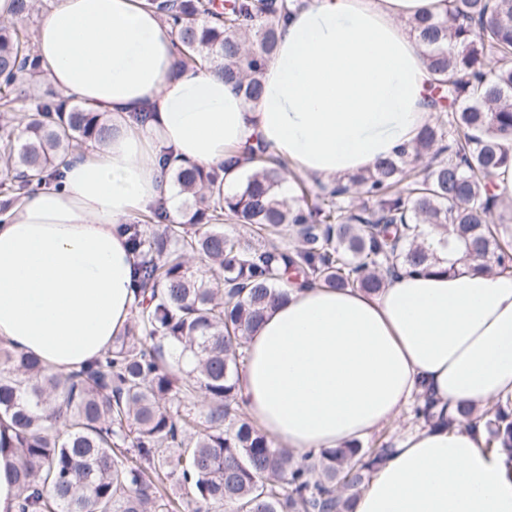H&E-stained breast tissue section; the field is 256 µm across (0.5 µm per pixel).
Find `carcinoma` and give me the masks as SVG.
Listing matches in <instances>:
<instances>
[{"label": "carcinoma", "mask_w": 512, "mask_h": 512, "mask_svg": "<svg viewBox=\"0 0 512 512\" xmlns=\"http://www.w3.org/2000/svg\"><path fill=\"white\" fill-rule=\"evenodd\" d=\"M42 0H13L0 21V221L22 199L63 187L61 166L103 143L111 117L39 90L29 22ZM178 33V65L214 66L252 101L261 92L277 22L301 0H146ZM410 34L433 76L431 122L413 145L339 179L310 202L284 198L287 168L266 147L236 191L224 172L176 164L182 222L165 204L122 230L137 257L136 301L97 360L54 372L0 343V453L16 458L18 512H350L392 452L381 442L296 462L239 408L236 376L248 333L281 296V268L307 283L377 293L403 269L427 270L438 248L462 247L474 268L512 271L499 240L505 200L493 175L512 164V0H448ZM294 245L255 249L224 221ZM441 232L430 241L419 226ZM203 230H198V227ZM208 260L196 274L189 257ZM207 403L195 410L196 394ZM486 447L512 456V402L479 417Z\"/></svg>", "instance_id": "1"}]
</instances>
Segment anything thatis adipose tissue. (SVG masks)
I'll list each match as a JSON object with an SVG mask.
<instances>
[{"instance_id": "ef3b65f1", "label": "adipose tissue", "mask_w": 512, "mask_h": 512, "mask_svg": "<svg viewBox=\"0 0 512 512\" xmlns=\"http://www.w3.org/2000/svg\"><path fill=\"white\" fill-rule=\"evenodd\" d=\"M447 9L307 0L281 20L263 94L248 103L220 71L177 68L178 38L145 0H55L35 34L42 73L111 113L112 137L68 159L64 190L0 224V339L63 372L109 347L135 301L137 259L120 227L170 200L163 152L225 168L230 192L257 140L322 182L409 145L431 118V75L402 23ZM284 292L249 335L238 376L245 411L275 446L342 447L428 394L456 426L405 434L353 512H512V460L458 420L462 407L512 399V276L442 262L374 295Z\"/></svg>"}]
</instances>
